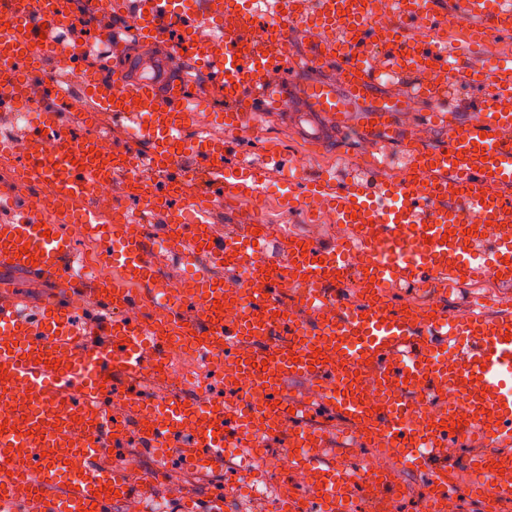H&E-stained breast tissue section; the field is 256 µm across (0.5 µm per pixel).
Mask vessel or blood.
<instances>
[{
  "label": "vessel or blood",
  "instance_id": "vessel-or-blood-1",
  "mask_svg": "<svg viewBox=\"0 0 512 512\" xmlns=\"http://www.w3.org/2000/svg\"><path fill=\"white\" fill-rule=\"evenodd\" d=\"M73 11V0H0V123L19 101L40 109L0 138V160L21 148L22 186L42 189L0 214V268L66 291L24 308L0 289V512H142L160 487L197 512L175 482L135 476L131 449L202 476L241 441L251 458L288 448L283 512L404 498L396 474L347 469L317 416L424 474L432 498L511 501L512 299L453 319L447 298L464 281L512 286V54L464 62L452 39L511 38L512 0H92L100 25L81 42L62 34ZM116 11L136 44L106 26ZM94 51L116 62L109 85L86 80ZM191 69L209 74L223 111L185 105ZM307 70L326 76L300 79ZM64 83L100 137L72 138L56 105ZM457 85L473 93L465 119ZM386 86L403 93L379 96ZM267 115L318 143L355 129L368 160L310 174L261 148ZM195 125L202 137L185 139ZM116 126L149 143V158L114 142ZM144 165L154 179H133ZM277 172L288 211L339 225L333 245L266 223ZM231 201L242 208L228 232L215 216ZM78 234L97 246L93 273L76 272ZM174 262L198 270L185 277ZM406 287L427 299L397 296ZM178 336L193 337L207 387L153 399ZM292 378L302 393H289ZM422 401L432 415L405 417ZM468 446L491 489L455 480L448 451Z\"/></svg>",
  "mask_w": 512,
  "mask_h": 512
}]
</instances>
